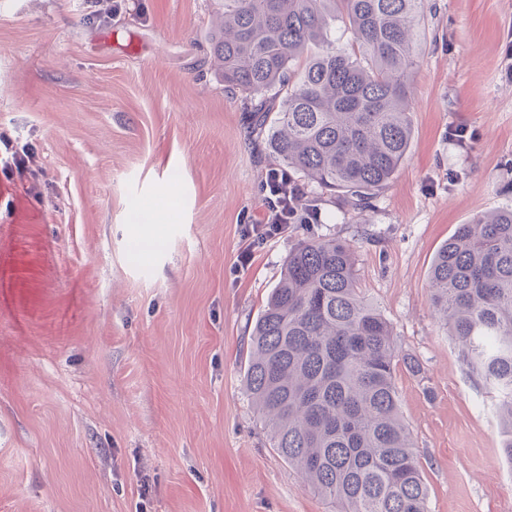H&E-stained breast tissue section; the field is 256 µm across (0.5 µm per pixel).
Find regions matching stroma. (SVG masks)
Masks as SVG:
<instances>
[{
	"mask_svg": "<svg viewBox=\"0 0 512 512\" xmlns=\"http://www.w3.org/2000/svg\"><path fill=\"white\" fill-rule=\"evenodd\" d=\"M111 4L0 0V132L31 148L0 172V512H338L272 448L244 379L289 252L326 238L420 364L394 383L429 512H512L496 394L428 288L459 225L512 206V0H429L392 182L362 210L303 182L319 221L243 272L277 162L211 60L221 0Z\"/></svg>",
	"mask_w": 512,
	"mask_h": 512,
	"instance_id": "obj_1",
	"label": "stroma"
}]
</instances>
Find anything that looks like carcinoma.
<instances>
[{
    "label": "carcinoma",
    "mask_w": 512,
    "mask_h": 512,
    "mask_svg": "<svg viewBox=\"0 0 512 512\" xmlns=\"http://www.w3.org/2000/svg\"><path fill=\"white\" fill-rule=\"evenodd\" d=\"M425 0H224L210 44L246 94L249 134L285 169L361 210L405 160ZM344 18L350 47L328 37ZM436 314L497 393L512 466V208L459 225L430 270ZM392 330L351 246L304 242L255 322L246 391L273 447L341 512H428L394 384Z\"/></svg>",
    "instance_id": "obj_1"
}]
</instances>
